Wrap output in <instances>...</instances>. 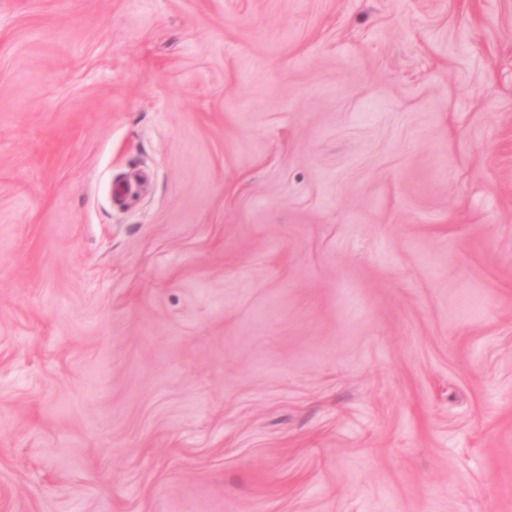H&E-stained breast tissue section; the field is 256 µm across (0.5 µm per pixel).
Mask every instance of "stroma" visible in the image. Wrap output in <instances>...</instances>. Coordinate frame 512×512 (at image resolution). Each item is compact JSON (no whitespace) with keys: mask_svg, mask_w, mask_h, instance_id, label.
Returning <instances> with one entry per match:
<instances>
[{"mask_svg":"<svg viewBox=\"0 0 512 512\" xmlns=\"http://www.w3.org/2000/svg\"><path fill=\"white\" fill-rule=\"evenodd\" d=\"M0 512H512V0H0Z\"/></svg>","mask_w":512,"mask_h":512,"instance_id":"1","label":"stroma"}]
</instances>
